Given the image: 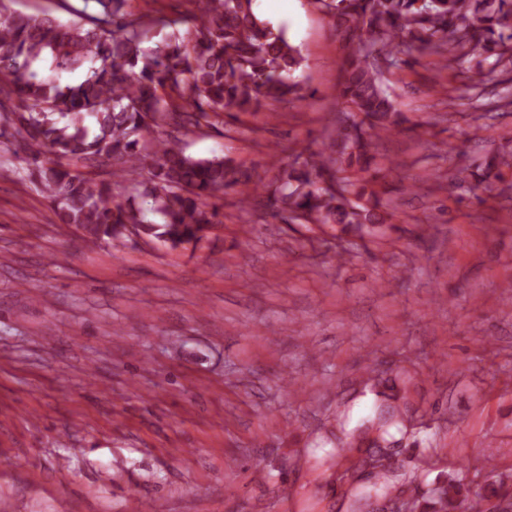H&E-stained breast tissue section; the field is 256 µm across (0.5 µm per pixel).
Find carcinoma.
<instances>
[{
    "mask_svg": "<svg viewBox=\"0 0 512 512\" xmlns=\"http://www.w3.org/2000/svg\"><path fill=\"white\" fill-rule=\"evenodd\" d=\"M0 0V96L15 101L0 113V145L23 153L26 176L89 243L116 241L131 227L172 248L198 244L222 223L224 191L241 207L256 201L250 176L219 156L186 153L182 136L266 103L303 98L295 80L303 55L286 30L260 17L253 0H192L185 16L161 21L172 29L149 46L154 22L134 17L127 0L65 4L75 19L34 16ZM344 28L346 53L337 99L344 110L323 147L274 156L277 185L261 205L283 221L336 224L360 235L386 223L379 193L366 192L377 141L399 126L377 56L396 65L401 45L457 63L512 64V0H316ZM186 27L185 32L179 28ZM79 73L68 82L63 76ZM512 167V154L492 157L454 179L489 184ZM117 178H98L95 170ZM336 187H321L323 176ZM374 476L411 478L381 456ZM512 496L489 468L478 491L463 479L434 496L440 512H492Z\"/></svg>",
    "mask_w": 512,
    "mask_h": 512,
    "instance_id": "obj_1",
    "label": "carcinoma"
}]
</instances>
